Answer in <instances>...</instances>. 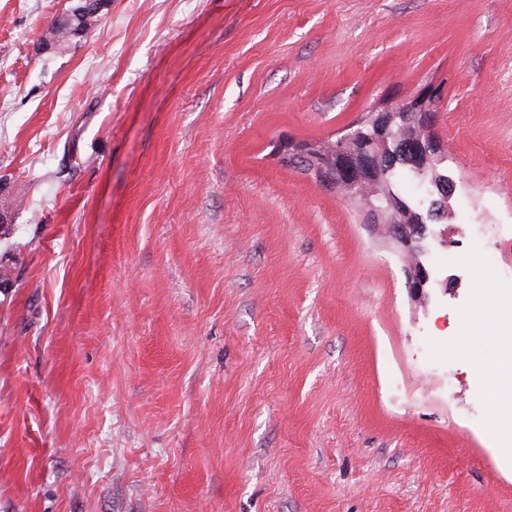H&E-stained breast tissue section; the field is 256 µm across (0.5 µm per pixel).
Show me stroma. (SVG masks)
Here are the masks:
<instances>
[{
	"label": "stroma",
	"mask_w": 512,
	"mask_h": 512,
	"mask_svg": "<svg viewBox=\"0 0 512 512\" xmlns=\"http://www.w3.org/2000/svg\"><path fill=\"white\" fill-rule=\"evenodd\" d=\"M70 5L0 0V512H512L459 330L512 269V0H111L43 50ZM434 86L423 259L270 155ZM101 18L92 14L73 15L69 21L65 23H59L57 25L52 24L48 27L43 38L53 42L56 46L63 45L70 41L75 35L73 33L76 29H83L84 34L82 37L87 36L101 21ZM430 281V275L421 262L415 263L408 271L407 285L411 295L415 298L424 296V290Z\"/></svg>",
	"instance_id": "1"
}]
</instances>
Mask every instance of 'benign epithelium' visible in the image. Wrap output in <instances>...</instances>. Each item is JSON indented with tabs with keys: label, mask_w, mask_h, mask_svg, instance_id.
<instances>
[{
	"label": "benign epithelium",
	"mask_w": 512,
	"mask_h": 512,
	"mask_svg": "<svg viewBox=\"0 0 512 512\" xmlns=\"http://www.w3.org/2000/svg\"><path fill=\"white\" fill-rule=\"evenodd\" d=\"M433 95L418 97L394 108L370 113L357 123L356 129L334 142L336 179L325 178L322 166L314 161L311 151L292 138L280 139L274 148V157L284 168L300 160L311 164L310 173L318 182L331 189H344L356 197L357 187L365 182L384 183L386 168L400 158L423 171L440 153L439 144L429 132L433 112ZM386 209L395 217L392 234L401 250L415 254L421 249L426 225L422 215L413 210L397 207L395 200L385 196ZM430 281L425 266L417 262L408 271L407 285L415 298L424 296Z\"/></svg>",
	"instance_id": "7a95c632"
}]
</instances>
